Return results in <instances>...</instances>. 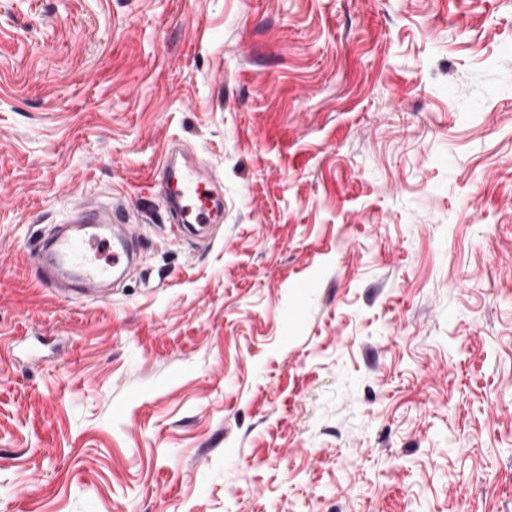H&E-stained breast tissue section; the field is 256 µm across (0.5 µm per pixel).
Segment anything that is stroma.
<instances>
[{"mask_svg":"<svg viewBox=\"0 0 512 512\" xmlns=\"http://www.w3.org/2000/svg\"><path fill=\"white\" fill-rule=\"evenodd\" d=\"M0 512H512V0H0ZM175 145L172 144L162 161V166L157 174L158 183L163 185L167 202L177 207L182 215V224L171 226L173 233H179L182 228L202 230L207 228L211 221L212 208L205 207L203 197L211 198L215 193L213 177L197 169H187L176 172L170 162ZM199 207L193 221L188 220L190 209ZM116 212L112 221L103 222L96 217L82 218L78 223L58 224L60 231L52 238L47 248L38 247L33 254L35 265L43 270L47 277L40 281L46 288L59 297L77 296L78 299L91 302L105 301L101 286L112 279L114 272L101 266L96 259V245L99 237L106 234L100 231L110 225L121 229L116 239L120 247L112 240V271L121 263L122 257L130 249L132 235L129 226L119 224ZM76 282L80 288H69ZM76 292V294L73 293Z\"/></svg>","mask_w":512,"mask_h":512,"instance_id":"35a3bbf8","label":"stroma"}]
</instances>
